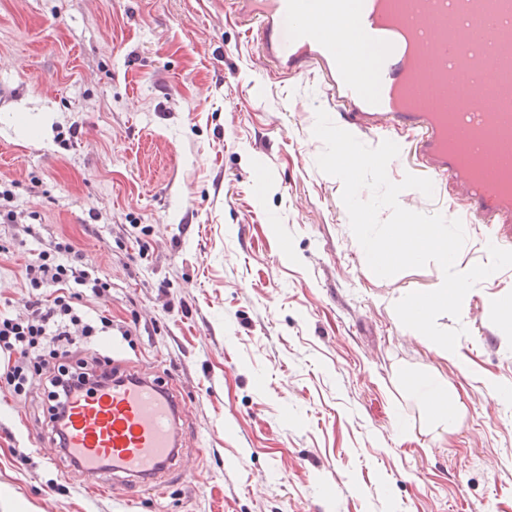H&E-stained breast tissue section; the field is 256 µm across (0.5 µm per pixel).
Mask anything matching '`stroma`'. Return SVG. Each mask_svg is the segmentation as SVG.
<instances>
[{
    "label": "stroma",
    "instance_id": "1",
    "mask_svg": "<svg viewBox=\"0 0 512 512\" xmlns=\"http://www.w3.org/2000/svg\"><path fill=\"white\" fill-rule=\"evenodd\" d=\"M319 107L342 124L318 77L265 66L229 0H0V183L39 234L0 224V307L25 314L38 240L72 241L112 280L104 348L186 400L196 458L158 490L88 491L43 457L41 387L0 379V512H512V401L481 384L512 387L490 309L512 267L439 317L468 333L430 353L393 303L442 271L365 264L316 165ZM402 370L448 378L458 432L427 434Z\"/></svg>",
    "mask_w": 512,
    "mask_h": 512
}]
</instances>
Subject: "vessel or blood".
I'll return each instance as SVG.
<instances>
[{"label":"vessel or blood","instance_id":"obj_1","mask_svg":"<svg viewBox=\"0 0 512 512\" xmlns=\"http://www.w3.org/2000/svg\"><path fill=\"white\" fill-rule=\"evenodd\" d=\"M257 25L267 65L316 70L349 125L416 131L422 176L451 179L469 224L512 242V0H231ZM344 13L343 32L332 29ZM491 61L494 95L477 91L462 112L423 106V87L453 91L454 76ZM186 404L168 386L121 371L110 386L74 397L67 448L88 489L105 479L158 487L181 457Z\"/></svg>","mask_w":512,"mask_h":512}]
</instances>
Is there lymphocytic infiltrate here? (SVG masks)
Instances as JSON below:
<instances>
[{
	"label": "lymphocytic infiltrate",
	"mask_w": 512,
	"mask_h": 512,
	"mask_svg": "<svg viewBox=\"0 0 512 512\" xmlns=\"http://www.w3.org/2000/svg\"><path fill=\"white\" fill-rule=\"evenodd\" d=\"M21 277L30 290L25 315L0 311V354L7 358L0 373L19 396L41 384L48 438L60 446L70 399L95 388L70 370V363L103 368V382L112 380L107 370L112 360L95 343L97 337L111 335L112 320L89 317L82 309L85 297L111 296L112 280L65 239L44 243L22 268Z\"/></svg>",
	"instance_id": "lymphocytic-infiltrate-1"
}]
</instances>
